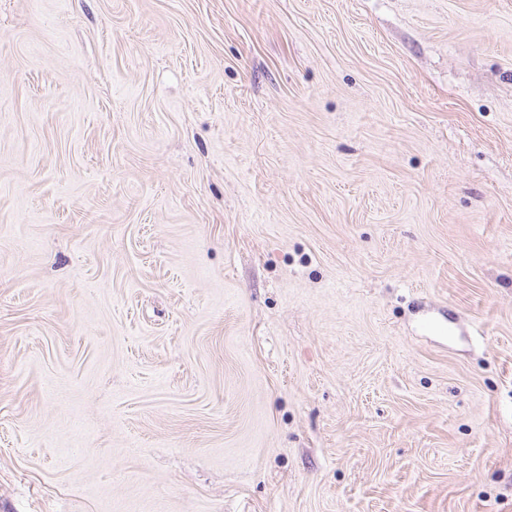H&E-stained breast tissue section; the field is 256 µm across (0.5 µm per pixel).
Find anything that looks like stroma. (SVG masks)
I'll return each instance as SVG.
<instances>
[{
	"label": "stroma",
	"mask_w": 512,
	"mask_h": 512,
	"mask_svg": "<svg viewBox=\"0 0 512 512\" xmlns=\"http://www.w3.org/2000/svg\"><path fill=\"white\" fill-rule=\"evenodd\" d=\"M0 512H512V0H0Z\"/></svg>",
	"instance_id": "1"
}]
</instances>
